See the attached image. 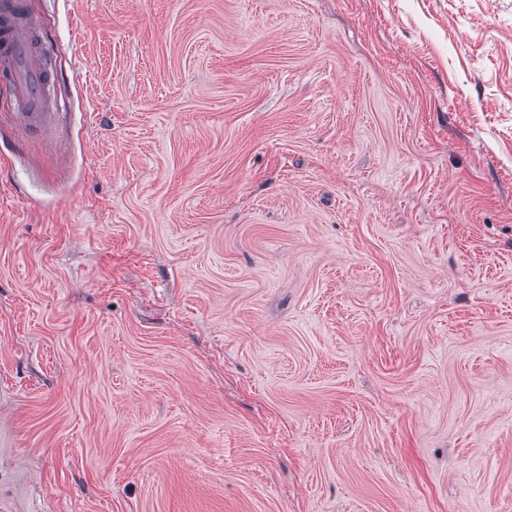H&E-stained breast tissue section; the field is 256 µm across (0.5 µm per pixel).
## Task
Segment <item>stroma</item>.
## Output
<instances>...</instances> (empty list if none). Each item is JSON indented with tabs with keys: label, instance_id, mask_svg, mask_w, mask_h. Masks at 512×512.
Returning a JSON list of instances; mask_svg holds the SVG:
<instances>
[{
	"label": "stroma",
	"instance_id": "obj_1",
	"mask_svg": "<svg viewBox=\"0 0 512 512\" xmlns=\"http://www.w3.org/2000/svg\"><path fill=\"white\" fill-rule=\"evenodd\" d=\"M26 6L0 512H512V0ZM23 1H0V76L6 77L18 105L16 127L45 131L55 118L48 89L52 81L42 62L40 31Z\"/></svg>",
	"mask_w": 512,
	"mask_h": 512
}]
</instances>
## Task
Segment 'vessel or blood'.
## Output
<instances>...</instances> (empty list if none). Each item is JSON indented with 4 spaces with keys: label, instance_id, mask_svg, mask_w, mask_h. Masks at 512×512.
<instances>
[{
    "label": "vessel or blood",
    "instance_id": "obj_1",
    "mask_svg": "<svg viewBox=\"0 0 512 512\" xmlns=\"http://www.w3.org/2000/svg\"><path fill=\"white\" fill-rule=\"evenodd\" d=\"M0 76L19 106L16 127L27 132L47 130L55 118L51 77L42 62L38 26L23 0H0Z\"/></svg>",
    "mask_w": 512,
    "mask_h": 512
}]
</instances>
